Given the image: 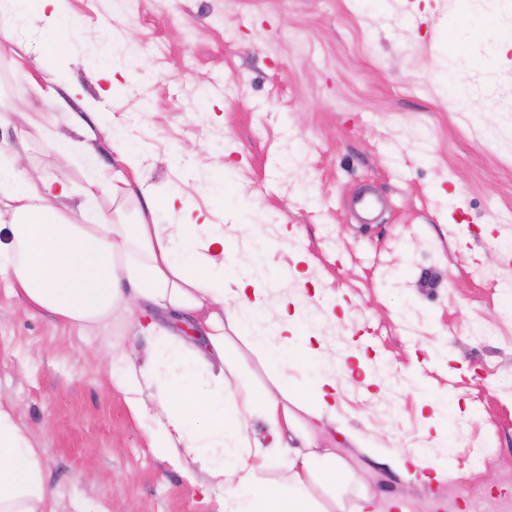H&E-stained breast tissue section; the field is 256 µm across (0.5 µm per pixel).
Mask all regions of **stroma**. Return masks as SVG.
<instances>
[{
    "mask_svg": "<svg viewBox=\"0 0 512 512\" xmlns=\"http://www.w3.org/2000/svg\"><path fill=\"white\" fill-rule=\"evenodd\" d=\"M57 31L68 42L55 60L34 15L0 55V142L25 138L30 170L84 185L80 161L51 149L61 112L13 95L48 63L65 68L101 124L139 145L147 185L178 189L223 229L225 276L268 282L258 318L305 309L296 333L320 345L345 426L319 445L355 470L348 501L361 485L410 512L512 500V51L490 53L512 5L67 0ZM365 189L382 204L371 224L350 208ZM483 324L495 332L474 335ZM118 343L143 354L152 339L65 326L0 275V403L40 451L53 512H224L223 491L200 493L151 448L112 385ZM415 449L447 479L404 471Z\"/></svg>",
    "mask_w": 512,
    "mask_h": 512,
    "instance_id": "obj_1",
    "label": "stroma"
}]
</instances>
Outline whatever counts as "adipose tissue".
<instances>
[{"mask_svg": "<svg viewBox=\"0 0 512 512\" xmlns=\"http://www.w3.org/2000/svg\"><path fill=\"white\" fill-rule=\"evenodd\" d=\"M64 3L0 0V54L16 44L22 15L37 14L51 26ZM43 82L42 95L66 112L67 129L52 142L56 155L69 160L75 136L83 137L85 196L111 197L112 212L78 222L66 177L32 174L18 150L0 147V273L10 276L28 307L64 322L113 318L154 336L146 359L123 348L113 353L121 366L113 383L130 410L150 421L152 447L223 489L224 512H353L344 498L356 480L353 468L335 452L312 446L326 421L336 418V379L319 349L296 335L293 316L273 329L255 324L248 346L275 373L274 385L242 374L236 390H229L224 372L236 368L237 356L228 334L253 319L263 284L249 278L228 288L217 262L224 254L223 230L198 222L178 194L160 197L146 187L129 142L102 135L96 121L70 111L68 101L78 90L60 71L47 69ZM101 136L117 161L106 182L97 176ZM162 209L176 224L158 223ZM175 234L184 254L171 246ZM149 309L189 322L204 336V347H187L165 326L145 320ZM296 360L307 363L310 376L303 395L292 400L285 369ZM252 419L268 426L271 446L251 440ZM279 461L287 467L284 481L259 479ZM51 496L38 449L13 410L0 406V512H49Z\"/></svg>", "mask_w": 512, "mask_h": 512, "instance_id": "adipose-tissue-1", "label": "adipose tissue"}]
</instances>
